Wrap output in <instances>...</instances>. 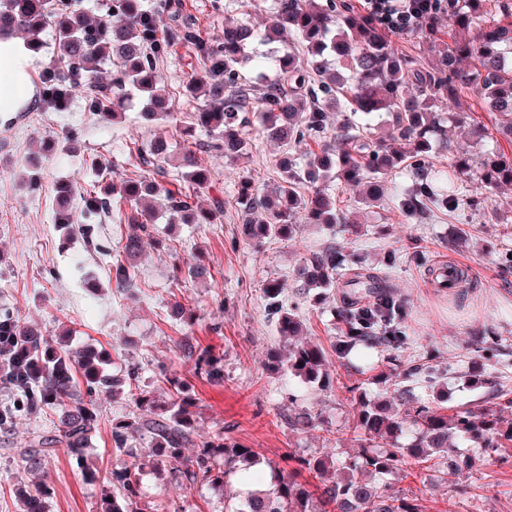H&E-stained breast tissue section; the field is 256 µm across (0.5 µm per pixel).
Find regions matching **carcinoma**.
Masks as SVG:
<instances>
[{
  "label": "carcinoma",
  "mask_w": 512,
  "mask_h": 512,
  "mask_svg": "<svg viewBox=\"0 0 512 512\" xmlns=\"http://www.w3.org/2000/svg\"><path fill=\"white\" fill-rule=\"evenodd\" d=\"M484 0H413L416 36L434 53L437 62L425 65L394 45L384 27L359 13L350 0H279L271 24L260 30L249 20L224 24L220 38L201 32L186 0H95L98 14L91 15L81 0H0V42L19 40L39 54L44 35L54 47L39 73V103L58 112L67 109L73 90L85 86L88 111L115 119L133 101L149 123L173 116L165 93L161 65L177 46L186 48L192 73L182 86L183 95L200 101L194 125L211 136L208 149L226 159H239L253 149L258 132L280 145L296 147L313 142L305 166L285 156L278 164L280 181L267 194H259L251 174L239 177L234 198L243 216V238L257 247L266 240L293 237L298 215L305 223L334 230L349 217L327 192L335 180L362 188V200L373 206L384 196L392 173L410 169L415 182L399 200L400 210L419 222L432 216V207L450 213L463 198L443 186L442 171L430 153L438 144L452 154H464L448 136L453 125L465 124L470 114L458 109L461 93L468 90L485 111L507 118L497 131L512 142V0H495L492 20L471 33ZM448 16L455 32L452 43L440 38L441 16ZM295 37L306 58L283 50L251 55L256 43H281ZM474 60L470 68L461 66ZM251 66L254 80L241 75ZM345 111L336 130L330 114ZM55 151L45 140L38 154L28 159V184L40 186L42 163ZM136 170L125 177L104 180L108 168L91 159L93 179L80 194L82 212L99 216L117 212L133 226L109 272L118 286L131 284V263L151 237V224L162 212L170 224H218L224 201L210 207L196 203L209 185L210 171L186 143L179 156L185 185L164 186L157 176L168 155V142L157 136L147 145L127 147ZM459 169L475 185L467 204L485 209L492 195L512 188V157L496 155L477 166L460 159ZM55 223L62 230L73 224L71 184L53 187ZM210 275L201 257L177 260L171 278L202 280ZM303 296L323 303L327 291H336L333 349L342 359L356 347L388 351L387 361L407 382L390 398H359L354 432L360 451L344 459L324 451L299 455L286 451L276 463L261 461L253 449L217 433L203 437L195 431V398L186 383L164 376L170 398L161 401L148 391H135L137 374L122 377L108 372L112 354L92 345L71 350L19 317L0 312V385L13 400L0 407V433L14 431L18 417L48 410L57 416L54 430L24 443L20 454L26 469L40 476L35 487L18 485L16 497L24 512H45L48 495V459L58 448L75 461L82 460L99 423L96 401L105 393L112 399L128 397L135 410L112 421V448L119 455L112 465L111 490L100 501V512H142L139 506L143 468L123 457L144 449L154 473L169 475L187 487L207 486L224 493V512H424L420 499L392 489L387 478L400 471L410 475L413 465L445 459L457 442H469L487 453L512 451V408L509 391L499 382L491 389L496 406L475 405L448 414L445 408L414 394V384L435 383L439 373L402 354L401 324L407 316L405 301L374 271L365 255L332 242L305 259L296 270ZM266 317L280 335H302L297 308L285 307L282 288L270 283L264 289ZM179 352L194 361L196 374L224 380L220 359L207 347L184 337ZM274 368L284 369L310 385L328 387L330 374L322 347L295 342L287 353L270 354ZM418 426L409 438L407 424ZM186 448L195 452L187 455ZM266 464L270 480L251 485L245 492L225 490L242 473ZM315 484H310V480Z\"/></svg>",
  "instance_id": "1"
}]
</instances>
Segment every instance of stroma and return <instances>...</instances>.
Listing matches in <instances>:
<instances>
[{"mask_svg":"<svg viewBox=\"0 0 512 512\" xmlns=\"http://www.w3.org/2000/svg\"><path fill=\"white\" fill-rule=\"evenodd\" d=\"M190 73V59L177 50L163 66L166 91L173 99L170 122L147 125L139 106L125 109L121 118L105 123L85 109L84 92H75L66 111L21 103L14 111L0 112V309L41 324L49 336L70 330V348L86 345L104 347L112 353L111 372L138 366V385L168 399L164 373L179 376L197 399L198 433L224 432L226 437L253 448L260 455L279 461L289 448L304 454L332 448L337 457L354 454L356 444L351 427L356 412L354 389L385 392L401 387L398 378L387 384L373 380L371 365L387 369L381 355L365 361L363 350L353 351L346 361H338L333 351L336 331L330 304H314L299 296L295 270L303 258L328 241H346L377 261L388 249H397L400 260L386 270L389 285L406 301L409 314L403 330L408 350L423 355L437 349L441 366L448 375L444 389L447 406L454 409L483 402L486 387L467 385L464 373L479 354L473 344L478 330L496 336L512 354V274H502L503 254L512 252V190L494 202L491 211L481 213L461 206L453 215L436 214L420 223L404 217L397 203L411 186L410 171L396 173L387 181L380 206L367 208L359 202L355 189L333 182L335 195L353 226L337 225L335 231L321 230L315 224H298L292 240H274L262 249L241 242V218L233 206L239 176L254 174L261 188L279 181L277 164L282 156L304 158L305 147L289 149L256 137L252 157L231 161L206 151L208 133L196 130L194 140L203 150L202 159L210 171V185L199 195L202 206L212 198L224 199V220L218 224H168L157 222L154 235L158 247H145L132 271L130 287H118L110 272L111 252L117 251L130 225L118 217L95 221L96 247L87 246L78 230L83 223L81 210H74L76 225L68 247H60L61 233L55 225L53 186L63 179L83 189L91 176L86 159L108 164L114 177L132 168L134 159L127 144H147L163 132L173 149L182 147V130L191 123L196 104L180 93ZM462 107L484 124L483 137L470 127L455 129L454 138L465 147L470 162L477 163L493 153L512 152V143L496 130V120L484 112L476 96L467 93ZM78 134V152L59 148L45 164L40 191L26 186L25 162L41 140L59 138L62 129ZM466 236L469 244L458 247L456 240ZM427 250L434 263L449 261L463 269L471 285L445 289L432 285L412 259L414 245ZM202 254L211 266L212 276L204 282L172 281L170 267L175 260ZM95 277L97 292H88L85 276ZM283 288L285 303H299L303 334L319 344L329 361L331 385L318 390L300 379L267 366L270 351L286 344L276 325L267 319L263 290L269 282ZM181 304L195 317L187 326L170 317L172 304ZM189 336L210 348L224 367L223 382L197 376L194 363L176 350L180 337ZM99 426L84 451L82 461L64 452L50 459L48 482L53 494L48 512H98L100 495L112 471L111 427L114 419L132 410L131 401H97ZM307 411L315 417L317 429L291 430L289 415ZM54 413L21 418L10 437L0 436V512H21L14 493L17 484H35L26 471L18 447L32 436L53 430ZM462 454L477 458L468 472L449 474L427 463L413 468L406 478H393L395 489L421 498L426 512H512V458L483 454L481 449L462 445ZM467 487L465 495L450 497L454 484ZM142 503L147 512H165L179 503L187 512H213L216 494L209 489L185 488L170 480H160L152 471L143 476Z\"/></svg>","mask_w":512,"mask_h":512,"instance_id":"35a3bbf8","label":"stroma"}]
</instances>
